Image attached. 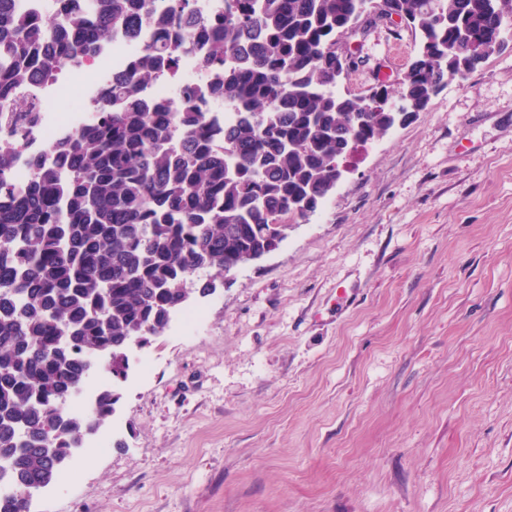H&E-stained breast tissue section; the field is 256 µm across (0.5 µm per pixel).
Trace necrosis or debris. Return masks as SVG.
Returning a JSON list of instances; mask_svg holds the SVG:
<instances>
[{
  "mask_svg": "<svg viewBox=\"0 0 512 512\" xmlns=\"http://www.w3.org/2000/svg\"><path fill=\"white\" fill-rule=\"evenodd\" d=\"M161 31L151 19L142 20L136 40L126 32L113 34L110 41L97 45L91 60L78 67L63 64L51 76L37 78L14 89L12 100L26 99L39 107L36 124L23 138L21 145L11 149L13 173L17 182L29 181L36 166L50 159L62 135L89 126L96 117L95 109L102 97L111 90L112 82L129 72L143 48ZM212 77L203 69L197 54H184L171 74L153 77L143 87L147 98L167 103L172 123H179L183 95L194 90L196 106L209 124L216 128L232 123L233 110L210 91Z\"/></svg>",
  "mask_w": 512,
  "mask_h": 512,
  "instance_id": "obj_1",
  "label": "necrosis or debris"
}]
</instances>
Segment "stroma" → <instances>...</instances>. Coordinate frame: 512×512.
I'll return each instance as SVG.
<instances>
[{
  "label": "stroma",
  "mask_w": 512,
  "mask_h": 512,
  "mask_svg": "<svg viewBox=\"0 0 512 512\" xmlns=\"http://www.w3.org/2000/svg\"><path fill=\"white\" fill-rule=\"evenodd\" d=\"M340 47L354 95L416 54L400 21ZM287 224L196 335L132 349L111 445L44 512H512V41Z\"/></svg>",
  "instance_id": "obj_1"
}]
</instances>
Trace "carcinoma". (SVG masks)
<instances>
[{
	"instance_id": "obj_1",
	"label": "carcinoma",
	"mask_w": 512,
	"mask_h": 512,
	"mask_svg": "<svg viewBox=\"0 0 512 512\" xmlns=\"http://www.w3.org/2000/svg\"><path fill=\"white\" fill-rule=\"evenodd\" d=\"M172 0L186 29L144 48V68L112 86L95 122L62 137L51 165L18 184L0 152V474L15 491L0 512H29L23 492L49 486L81 437L115 411L128 349L160 335L214 280L286 238L288 215L316 211L336 170L382 138L399 116L424 111L448 78L512 41V0H383L419 37L399 87L364 96L337 90L336 46L373 0H224L218 21ZM150 0H84L40 24L0 0V94L32 68L85 63L112 30L132 27ZM205 37L214 91L237 114L216 147L185 93L174 142L170 112L141 85L177 67ZM33 103L0 109L17 139ZM108 357L112 382L90 414L66 405Z\"/></svg>"
}]
</instances>
